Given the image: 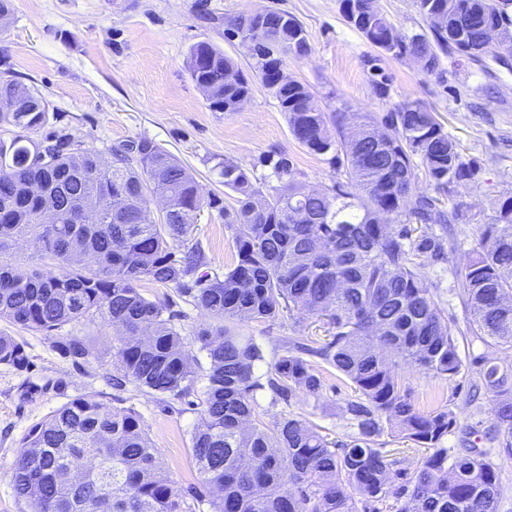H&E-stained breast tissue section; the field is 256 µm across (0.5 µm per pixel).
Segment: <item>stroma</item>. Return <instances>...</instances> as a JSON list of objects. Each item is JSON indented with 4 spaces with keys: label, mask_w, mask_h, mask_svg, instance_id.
Instances as JSON below:
<instances>
[{
    "label": "stroma",
    "mask_w": 512,
    "mask_h": 512,
    "mask_svg": "<svg viewBox=\"0 0 512 512\" xmlns=\"http://www.w3.org/2000/svg\"><path fill=\"white\" fill-rule=\"evenodd\" d=\"M13 11L0 25V77L37 89L49 109L47 131L63 133L110 157L118 143L148 138L178 158L196 177L202 193L222 195L233 206L217 168L229 160L254 170L265 193L279 182L268 157L288 158L301 181L316 189L331 187L341 173L329 157L300 145L290 134L277 100L261 83L246 50L226 31L228 20L243 15L285 12L303 25L306 53L289 52L286 73L301 82L324 112H354L383 117L396 105L419 100L435 113L445 131L475 160L474 178L437 192L416 171L414 195L438 196L445 210L457 212L444 241V254L428 260L420 273L437 294L451 322L464 360L486 356L501 367L512 366V351L486 346L470 329L471 315L458 290L459 274L473 255L481 225L493 223L500 199L512 196V52L493 48L474 62L456 53L441 55L430 73L408 57H395L370 44L350 26L340 0H12ZM206 41L237 60L250 84L244 107L213 111L192 80L187 56ZM192 241L203 248L209 274L233 266L237 254L232 231L217 211L203 209ZM150 300L170 307L200 366L205 353L195 340L205 317L171 288L143 283ZM27 346L31 367L19 373L0 366V512H29L13 490L11 463L26 431L69 399L100 394L109 406H130L142 416L166 474L182 490L197 485L191 434L195 410L167 401L134 385H107L113 371L110 327L101 323L71 326L75 336L90 339L91 354L74 366L57 349L55 336L26 330L0 319V333ZM245 334L262 343L274 359L281 339L293 334L318 336L313 320L293 327L291 320L250 323ZM415 407L423 412L449 407L457 423L444 446L449 456L465 448H496L494 405L490 393L472 380L449 382L403 365L398 369ZM320 398L295 394L289 403L273 402L270 391L258 397L264 421L302 413L320 425L329 440L349 442L357 431L345 406L355 393L350 384L327 374Z\"/></svg>",
    "instance_id": "35a3bbf8"
}]
</instances>
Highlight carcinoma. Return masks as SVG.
I'll return each mask as SVG.
<instances>
[{
	"label": "carcinoma",
	"mask_w": 512,
	"mask_h": 512,
	"mask_svg": "<svg viewBox=\"0 0 512 512\" xmlns=\"http://www.w3.org/2000/svg\"><path fill=\"white\" fill-rule=\"evenodd\" d=\"M422 17L448 14L447 32L384 43L393 28L378 0H340L358 11L354 27L373 46L396 57L439 68L438 52L453 39L457 52L478 56L489 42L481 26L512 33V12L496 0H416ZM259 30L253 69L278 101L294 138L308 150L345 167L346 182L324 191L295 178L285 158L272 165L280 188L265 194L254 171L226 161L220 175L237 206L204 196L195 176L147 138L111 149L112 163L93 148L60 134L34 140L48 104L35 89L0 80V124L16 129L0 141V250L19 239L42 243L57 266L31 271L0 267V319L48 336L81 321L112 328L115 374L108 383L196 407L191 450L200 482L189 490L209 512H382L393 498L398 512H498L499 464L472 447L448 460L443 440L456 425L451 408L421 412L399 381L403 362L454 381L477 374L495 401L496 438L512 457V370L486 356L464 361L452 329L418 268L443 254V238L458 218L429 195L412 197L415 162L435 189L468 180L477 170L462 156L432 110L419 101L397 105L381 120L345 112H311L306 87L290 79L288 93L274 88L277 60L267 47L307 50L297 18L268 12L228 21L227 33ZM189 74L208 91L210 108L234 112L250 95L244 76L225 82L236 62L208 42L195 44ZM39 186L41 191L33 190ZM126 195L130 210L83 212L89 197ZM169 210L151 217L154 195ZM224 217L233 231L237 263L222 274H198L207 258L188 245L203 207ZM145 281L174 288L208 317L196 332L209 367L198 384L196 359L186 349L176 314L148 299ZM461 295L474 321L473 335L512 350V197L495 222L480 227L474 255L461 274ZM327 321L326 335L284 339L273 368L264 346L243 326L275 322L283 312ZM58 348L79 365L91 354L79 336H62ZM0 365L30 366L25 344L0 333ZM354 386L348 412L358 436L330 444L304 414L270 424L259 419L257 391L288 401L317 398L325 387L322 366ZM196 400H191V397ZM422 449L413 469L378 448L385 429ZM16 496L30 512H183L185 495L164 475L141 415L108 406L95 394L76 396L31 426L11 466Z\"/></svg>",
	"instance_id": "1"
}]
</instances>
